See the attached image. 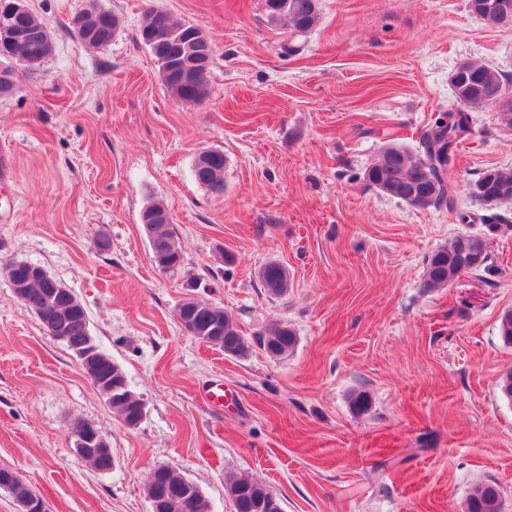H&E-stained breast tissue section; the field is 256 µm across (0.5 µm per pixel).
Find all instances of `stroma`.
<instances>
[{
	"label": "stroma",
	"instance_id": "stroma-1",
	"mask_svg": "<svg viewBox=\"0 0 512 512\" xmlns=\"http://www.w3.org/2000/svg\"><path fill=\"white\" fill-rule=\"evenodd\" d=\"M98 3L120 20L102 49L73 30L89 0H26L53 51L0 98V260L41 265L80 300L146 417L122 423L0 270V468L46 512H150L159 466L213 512H234L225 483L240 476L269 486L282 512H465L487 482L512 512V401L498 386L512 370L499 333L512 235L492 243L490 275L445 288L423 277L456 234L512 215L471 195L482 169L512 170V128L497 108L474 112L450 203L413 207L364 180L386 143L416 147L454 104L460 63L489 64L512 91V24H485L467 0H319L306 32L269 22L264 0ZM152 5L212 40L199 103L165 88L139 38ZM206 149L224 153L223 193L194 177ZM153 201L176 229L174 272L151 258L141 213ZM273 260L289 273L281 297L258 278ZM190 279L233 315L246 355L181 327ZM275 324L297 336L288 357L253 343ZM213 381L228 392L214 407L201 398ZM356 391L365 412L350 405ZM79 421L107 439L112 471L76 454ZM158 468L166 474L169 485L185 486L194 492L196 504L193 512H212L210 502L203 496L200 490L190 483L179 471L169 466H160Z\"/></svg>",
	"mask_w": 512,
	"mask_h": 512
}]
</instances>
